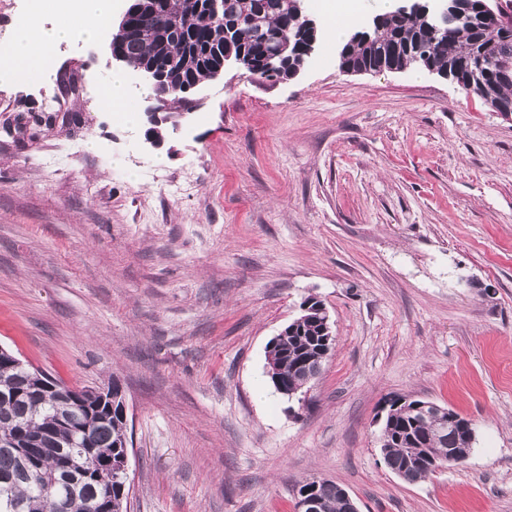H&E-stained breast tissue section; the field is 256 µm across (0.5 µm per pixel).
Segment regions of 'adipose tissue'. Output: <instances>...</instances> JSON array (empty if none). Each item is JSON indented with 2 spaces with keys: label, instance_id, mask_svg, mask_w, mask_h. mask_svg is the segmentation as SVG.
I'll return each instance as SVG.
<instances>
[{
  "label": "adipose tissue",
  "instance_id": "obj_1",
  "mask_svg": "<svg viewBox=\"0 0 512 512\" xmlns=\"http://www.w3.org/2000/svg\"><path fill=\"white\" fill-rule=\"evenodd\" d=\"M37 13L30 16L15 40L0 48V83L15 82L19 75L39 72L46 54L58 42L75 36L94 39L112 15V0H37ZM365 8L363 0H326L322 19L329 41L347 38ZM50 10L60 15L59 24L51 29L40 26L37 14Z\"/></svg>",
  "mask_w": 512,
  "mask_h": 512
}]
</instances>
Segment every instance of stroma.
Segmentation results:
<instances>
[{"label": "stroma", "instance_id": "obj_1", "mask_svg": "<svg viewBox=\"0 0 512 512\" xmlns=\"http://www.w3.org/2000/svg\"><path fill=\"white\" fill-rule=\"evenodd\" d=\"M319 39L272 84L229 68L156 144L96 90L106 34L0 84V346L67 384L119 383L128 512H512V120L426 71L347 74ZM76 126L6 131L50 99ZM316 297L336 344L306 404L269 341ZM393 396L473 420L468 460L409 484ZM341 486L327 480H309L299 487L298 495L303 492H310L314 497L297 498L295 503L296 512H353L351 505L345 498L349 494ZM344 491V492H343Z\"/></svg>", "mask_w": 512, "mask_h": 512}]
</instances>
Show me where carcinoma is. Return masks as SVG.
<instances>
[{"mask_svg":"<svg viewBox=\"0 0 512 512\" xmlns=\"http://www.w3.org/2000/svg\"><path fill=\"white\" fill-rule=\"evenodd\" d=\"M464 13L443 31L423 18L397 10L362 38L342 44L340 69L392 60L403 70L434 69L450 77L462 91L479 97L494 112L512 102V82L499 77L503 62L512 63V0L489 9V0H465ZM224 20L198 9L189 0H157V7L130 20L141 37L116 49L145 60L163 42L177 68L201 82L209 63L221 52L251 58L249 76L268 80L262 66L267 47L258 28L277 30L291 42L289 74L304 53V20L285 8V0H224ZM328 359L321 343L316 313L303 311L269 344L268 365L295 394L320 374ZM27 371L0 362V512H94L98 501L112 497L113 512H127L129 487L123 473L112 480L83 476L91 469L87 448L112 452L118 460L127 444L126 422L91 409L99 396L78 403L57 392L18 395ZM415 400L393 396L382 418L381 451L392 472L408 482L424 481L444 467L464 463L473 449L459 431L440 433L433 417L414 407ZM311 493L321 512H351L344 488L327 480H309L298 493Z\"/></svg>","mask_w":512,"mask_h":512,"instance_id":"obj_1","label":"carcinoma"}]
</instances>
